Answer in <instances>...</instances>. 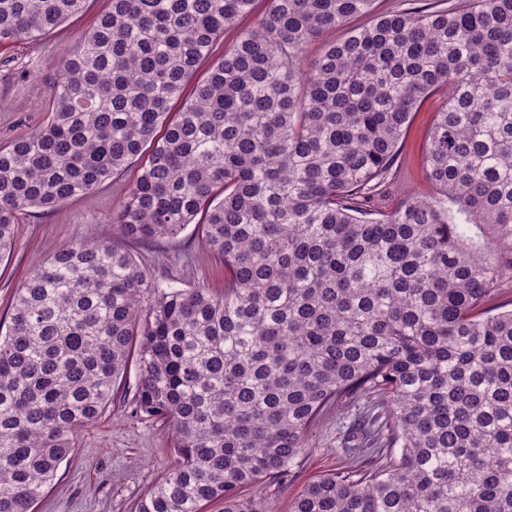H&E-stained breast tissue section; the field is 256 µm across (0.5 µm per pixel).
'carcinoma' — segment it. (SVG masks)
<instances>
[{
	"label": "carcinoma",
	"mask_w": 512,
	"mask_h": 512,
	"mask_svg": "<svg viewBox=\"0 0 512 512\" xmlns=\"http://www.w3.org/2000/svg\"><path fill=\"white\" fill-rule=\"evenodd\" d=\"M374 0H109L54 66L47 118L0 146V259L19 215L132 163L123 237L198 226L224 290L152 277L104 240L61 246L0 322V512H32L135 367L136 410L174 460L135 512H274L329 408L355 410L354 467L290 512H512V0L392 11ZM86 0H0V45ZM444 90L425 152L437 190L367 203Z\"/></svg>",
	"instance_id": "1"
}]
</instances>
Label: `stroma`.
I'll return each mask as SVG.
<instances>
[{"label":"stroma","mask_w":512,"mask_h":512,"mask_svg":"<svg viewBox=\"0 0 512 512\" xmlns=\"http://www.w3.org/2000/svg\"><path fill=\"white\" fill-rule=\"evenodd\" d=\"M106 8L107 0H87L84 12L60 27L32 40L0 45V145L39 128L46 117L54 63L74 48L79 33L93 26ZM442 99V94H435L412 116L399 145L393 178L374 199V209L390 210L409 197L435 194L424 157ZM136 175V168H128L88 194L20 215L14 249L0 261V319L6 318L17 288L38 262L63 244L87 238L115 242L175 285L223 287L224 262L204 248L194 228H186L178 238L151 243L120 236L112 217ZM136 386V372L128 371L120 402L75 437L70 458L60 466L34 512H133L150 485L166 473L173 462L171 430L135 415L129 401ZM347 422V417L331 413L311 432L310 447L298 468L272 488L276 512H288L293 498L311 480L349 469L352 461L341 450Z\"/></svg>","instance_id":"1"}]
</instances>
